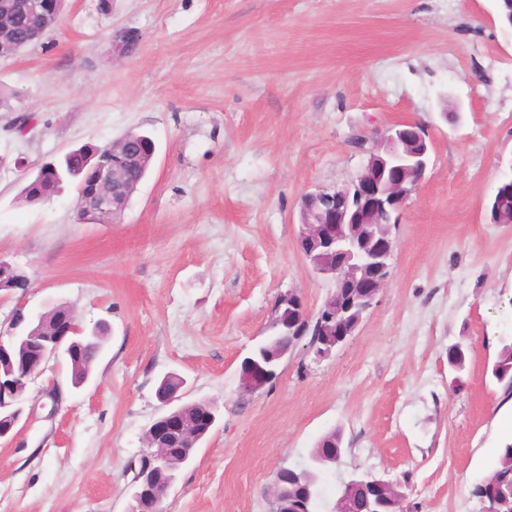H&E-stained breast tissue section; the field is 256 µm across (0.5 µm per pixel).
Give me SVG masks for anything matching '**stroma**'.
<instances>
[{
    "label": "stroma",
    "instance_id": "1",
    "mask_svg": "<svg viewBox=\"0 0 512 512\" xmlns=\"http://www.w3.org/2000/svg\"><path fill=\"white\" fill-rule=\"evenodd\" d=\"M116 26L139 32L138 54L113 59ZM0 89L31 118L20 133L0 112V258L33 282L0 291V326L51 301L108 326L85 387L63 358L30 384L32 418L0 443V512H127L168 373L220 419L165 512H270L274 472L333 428L348 453L320 512L355 468L407 482L404 512H480L473 489L512 413L486 373L512 336V224L487 213L512 174V34L495 0H69L0 60ZM404 123L433 151L392 228L388 284L331 357L298 343L272 385L240 394L277 298L297 290L313 313L332 290L296 245L302 197L361 171L355 137ZM132 130L157 151L117 223L77 222L72 185L20 203L44 162ZM462 345L461 349L453 345L448 348V368L454 375L453 381L457 390H460L465 384L464 374L469 353V347L463 343Z\"/></svg>",
    "mask_w": 512,
    "mask_h": 512
}]
</instances>
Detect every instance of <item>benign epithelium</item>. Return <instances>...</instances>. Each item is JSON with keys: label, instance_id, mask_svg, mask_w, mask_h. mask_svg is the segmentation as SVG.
<instances>
[{"label": "benign epithelium", "instance_id": "obj_1", "mask_svg": "<svg viewBox=\"0 0 512 512\" xmlns=\"http://www.w3.org/2000/svg\"><path fill=\"white\" fill-rule=\"evenodd\" d=\"M67 0H27L29 20L28 43L49 32L65 10ZM12 17L0 14V59L17 52L21 44L10 36ZM368 149L367 163L350 184L340 188L321 189L305 196L300 209L298 248L317 275L334 281V291L324 303L330 319L348 306L358 305L360 315L373 307L390 277V259L394 249L391 226L396 214L426 178L430 164L431 139L427 130L416 124H404L395 132L361 137ZM87 162L93 172L88 189L79 187L75 212L81 222L91 218L96 223H113L131 195L126 177L130 158L110 148L94 149ZM282 302L273 307L270 320L291 322L305 317L298 294L281 295ZM36 318L20 316L9 324L8 341L0 339V353L26 345L38 346V355L12 365L0 373V441H8L18 433L24 415V400L29 384L38 377L45 363L59 354L70 356L81 329L73 313L61 317L52 333L38 335L31 331ZM276 376L273 360L253 354L242 361L240 387L255 392ZM183 393L175 388L160 397V415L150 424L145 435L143 454L146 467L133 481L132 502L128 512H141L144 498L156 500V512L177 481L171 477L161 486L151 482V475L166 469L173 460L172 439L195 443L216 426L217 411L208 405L188 415L181 404ZM354 482L375 489L381 498L403 499L399 486L392 481L361 473Z\"/></svg>", "mask_w": 512, "mask_h": 512}]
</instances>
